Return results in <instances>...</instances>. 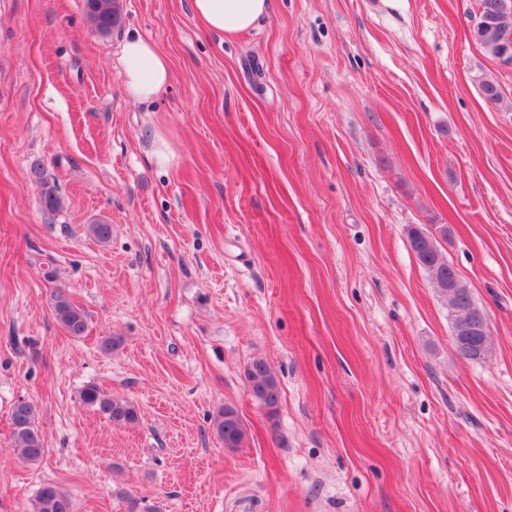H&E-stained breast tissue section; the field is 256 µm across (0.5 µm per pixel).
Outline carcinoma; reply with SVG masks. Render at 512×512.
<instances>
[{
  "label": "carcinoma",
  "instance_id": "obj_1",
  "mask_svg": "<svg viewBox=\"0 0 512 512\" xmlns=\"http://www.w3.org/2000/svg\"><path fill=\"white\" fill-rule=\"evenodd\" d=\"M509 8H503V0H479L485 21L474 28V38L486 54L500 59L507 57L512 62V45L503 41V32L512 30V0ZM87 17L101 34L112 32L121 20L119 0H86ZM410 248L419 265L425 269L438 287V292L448 306L453 338H458L460 322L482 310L474 300L471 289L457 279L453 288L448 279L457 275L456 270L441 254L437 240L428 230L413 226L408 231ZM52 309L56 321L72 337L84 336L87 329V314L69 297L66 290L55 289ZM472 346H455L457 353L470 361L481 360L492 344L491 330L471 337ZM245 378L253 396L269 413L277 411L280 398L279 382L269 365L261 358L253 359L245 368ZM81 401L96 409L109 421L133 424L138 420L135 406L126 399L114 397L99 386L90 384L82 389ZM213 426L224 441V448L234 451L248 442L247 429L237 409L229 404L220 408L213 418ZM11 441L15 454L23 461L37 463L43 459L46 448L38 426V410L30 402L20 400L11 412ZM31 512H74L71 496L55 483L43 484L32 502Z\"/></svg>",
  "mask_w": 512,
  "mask_h": 512
}]
</instances>
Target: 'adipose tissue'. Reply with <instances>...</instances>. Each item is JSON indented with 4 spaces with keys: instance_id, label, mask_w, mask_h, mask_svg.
Segmentation results:
<instances>
[{
    "instance_id": "1",
    "label": "adipose tissue",
    "mask_w": 512,
    "mask_h": 512,
    "mask_svg": "<svg viewBox=\"0 0 512 512\" xmlns=\"http://www.w3.org/2000/svg\"><path fill=\"white\" fill-rule=\"evenodd\" d=\"M195 16L227 37L251 29L267 14L270 0H192ZM121 77L127 94L138 101L158 99L170 85V65L155 43L128 35L121 46Z\"/></svg>"
}]
</instances>
